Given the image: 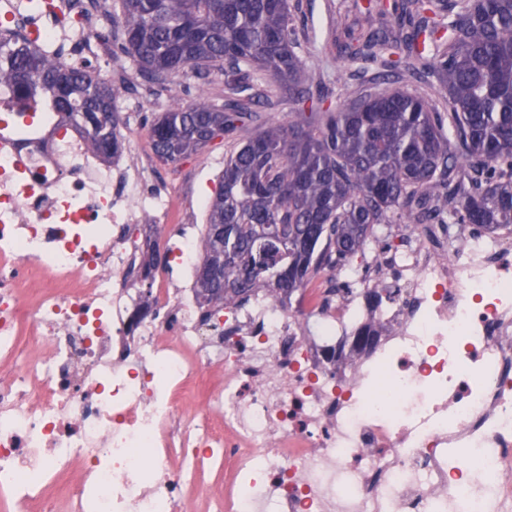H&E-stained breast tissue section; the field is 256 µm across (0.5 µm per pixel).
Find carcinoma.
Wrapping results in <instances>:
<instances>
[{
	"instance_id": "1",
	"label": "carcinoma",
	"mask_w": 512,
	"mask_h": 512,
	"mask_svg": "<svg viewBox=\"0 0 512 512\" xmlns=\"http://www.w3.org/2000/svg\"><path fill=\"white\" fill-rule=\"evenodd\" d=\"M112 46L163 88L191 68L224 76L219 99L198 96L156 115L157 158L176 163L227 142L197 265L198 301L236 306L291 297L320 271L341 278L381 224H442L512 233V0H393L411 30L367 29L340 48L379 66L332 107L321 74L304 75L290 0H120ZM432 78L433 96L391 84ZM100 73L23 38H0V92L22 110L49 107L111 162L123 150L117 101ZM308 106L299 121L261 124L272 96Z\"/></svg>"
}]
</instances>
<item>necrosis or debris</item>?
<instances>
[{
	"mask_svg": "<svg viewBox=\"0 0 512 512\" xmlns=\"http://www.w3.org/2000/svg\"><path fill=\"white\" fill-rule=\"evenodd\" d=\"M0 17L65 39L27 0ZM200 211L151 160L103 164L58 116L0 103L8 512H512V240L446 261L403 235L373 311L315 282L205 317L182 283Z\"/></svg>",
	"mask_w": 512,
	"mask_h": 512,
	"instance_id": "4bbe7bcc",
	"label": "necrosis or debris"
}]
</instances>
